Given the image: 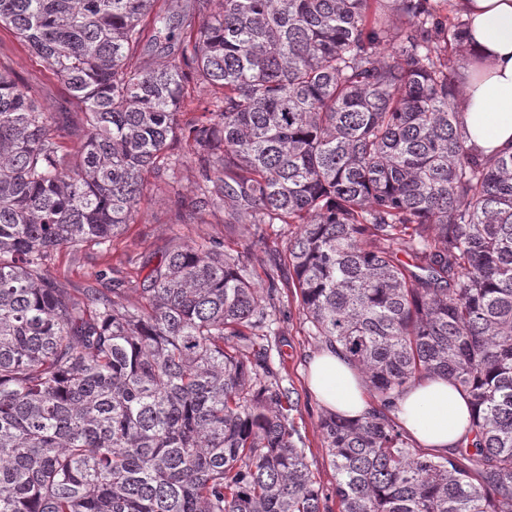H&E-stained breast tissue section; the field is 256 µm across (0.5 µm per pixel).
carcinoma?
<instances>
[{
	"mask_svg": "<svg viewBox=\"0 0 512 512\" xmlns=\"http://www.w3.org/2000/svg\"><path fill=\"white\" fill-rule=\"evenodd\" d=\"M155 0H0V28L84 107L62 149L48 109L0 72V512H329L268 363L279 285L219 241L180 245L128 300L49 274L106 249L146 176L198 212L295 224L285 261L308 332L376 405L321 416L339 512H512V154L466 145L434 0H196L181 50L131 65ZM193 79L209 98L180 122ZM405 252L410 261L398 254ZM441 377L472 443L422 452L392 416ZM179 150L182 156V165L178 171L179 188L189 201L190 198L194 197L196 190L197 172L195 156L192 154L191 149L184 144Z\"/></svg>",
	"mask_w": 512,
	"mask_h": 512,
	"instance_id": "1",
	"label": "carcinoma"
}]
</instances>
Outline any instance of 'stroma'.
<instances>
[{
  "mask_svg": "<svg viewBox=\"0 0 512 512\" xmlns=\"http://www.w3.org/2000/svg\"><path fill=\"white\" fill-rule=\"evenodd\" d=\"M0 70L17 76L30 95L47 107L53 124L65 130L66 148L77 146L84 129L81 104L44 62L29 55L5 29L0 30ZM294 232V227L285 224L225 223L224 210L219 206L193 212L191 207L178 206L168 187L155 181L140 204L134 224L114 237L108 250L88 245L75 252L62 247L52 255L48 267L59 285L74 293L94 285V275L101 269L111 271L124 287L133 289L141 287L146 275L173 246L219 240L243 252L258 278L274 275L279 293L275 334L269 339V364L292 390L291 419L303 439L310 470L323 492L329 494L336 485V474L319 427L325 406L307 384L308 364L321 352L322 344L309 335L303 323L294 291L288 286V264L283 260Z\"/></svg>",
  "mask_w": 512,
  "mask_h": 512,
  "instance_id": "obj_1",
  "label": "stroma"
}]
</instances>
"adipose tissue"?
Masks as SVG:
<instances>
[{
  "label": "adipose tissue",
  "mask_w": 512,
  "mask_h": 512,
  "mask_svg": "<svg viewBox=\"0 0 512 512\" xmlns=\"http://www.w3.org/2000/svg\"><path fill=\"white\" fill-rule=\"evenodd\" d=\"M470 54L459 121L474 151L512 153V0H460ZM311 391L331 410L356 418L368 409L359 371L334 348L309 365ZM395 414L406 434L436 454L469 435L471 405L448 380L425 378L406 389Z\"/></svg>",
  "instance_id": "ef3b65f1"
}]
</instances>
